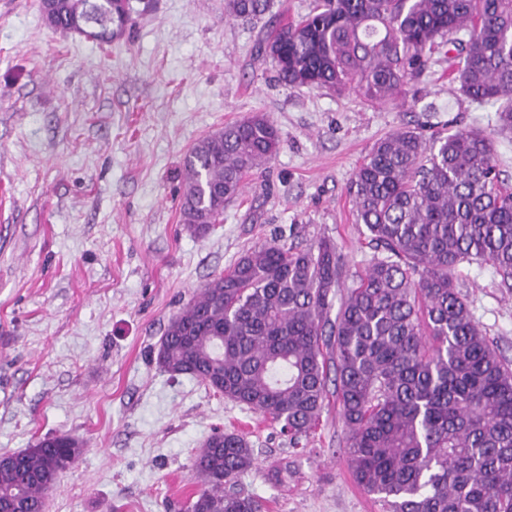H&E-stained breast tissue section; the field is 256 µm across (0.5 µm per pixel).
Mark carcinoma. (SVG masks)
<instances>
[{"instance_id": "cac0c4a2", "label": "carcinoma", "mask_w": 512, "mask_h": 512, "mask_svg": "<svg viewBox=\"0 0 512 512\" xmlns=\"http://www.w3.org/2000/svg\"><path fill=\"white\" fill-rule=\"evenodd\" d=\"M269 7L224 0L225 15L245 22ZM40 8L50 27L102 42L140 13L133 0ZM258 52L287 87L378 105L446 62L460 94L497 106L500 130H512V0H313L269 26ZM280 147L263 112L197 141L183 159L182 223L208 235ZM349 196L374 249L351 285L330 238L250 249L171 319L158 364L280 424L295 447L332 384L352 476L386 512H512V362L456 285L460 263L488 261L512 289V187L492 138L395 131L354 170ZM82 453L79 439L53 434L0 456V512H45L47 488ZM254 462L245 436L211 434L193 460L201 487L187 512H264L239 483Z\"/></svg>"}]
</instances>
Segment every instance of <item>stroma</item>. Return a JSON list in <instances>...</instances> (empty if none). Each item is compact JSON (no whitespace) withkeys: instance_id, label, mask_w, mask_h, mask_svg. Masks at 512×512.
Masks as SVG:
<instances>
[{"instance_id":"obj_1","label":"stroma","mask_w":512,"mask_h":512,"mask_svg":"<svg viewBox=\"0 0 512 512\" xmlns=\"http://www.w3.org/2000/svg\"><path fill=\"white\" fill-rule=\"evenodd\" d=\"M153 2L102 43L49 27L40 0H0V455L48 434L84 441L45 512H184L193 460L221 428L253 446L240 482L266 512H385L352 479L336 398L296 451L279 425L161 369L159 340L204 283L273 240L333 239L352 283L373 251L348 185L380 138L480 129L512 181V131L446 64L404 103L372 107L279 84L255 54L265 22L228 18L224 0ZM253 112L274 121L280 151L196 237L180 220L184 156ZM457 283L512 360V291L483 261L460 264Z\"/></svg>"}]
</instances>
